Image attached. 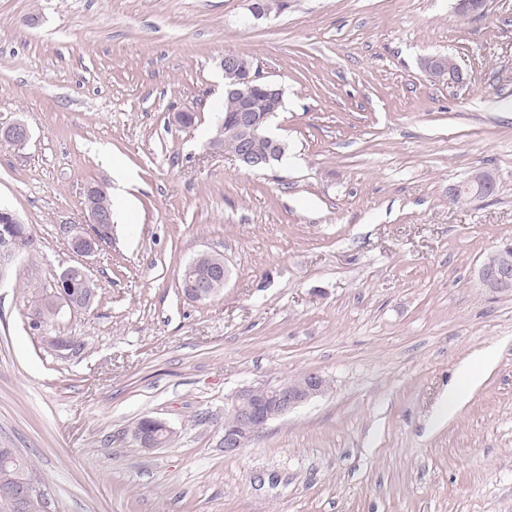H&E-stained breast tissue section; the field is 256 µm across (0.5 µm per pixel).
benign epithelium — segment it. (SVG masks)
Instances as JSON below:
<instances>
[{
    "label": "benign epithelium",
    "instance_id": "7a95c632",
    "mask_svg": "<svg viewBox=\"0 0 512 512\" xmlns=\"http://www.w3.org/2000/svg\"><path fill=\"white\" fill-rule=\"evenodd\" d=\"M488 8V0H457L456 9L472 16H482ZM225 71L237 74V79L225 87V95L235 99L237 109L229 123L230 133L240 137L241 147L234 154L239 164L251 171H266L270 168L271 158L278 156L280 144L268 134L267 124L282 105V90L274 82L267 81L252 66L244 62L241 55L226 53L221 61ZM423 68L432 77L448 81L450 85L464 83V73L456 63L444 56H432L424 60ZM266 93L272 103V109L266 113L255 112L251 106V98L255 89ZM0 133L19 146H23L30 138L27 125L14 121L0 127ZM262 141L266 148L258 152L252 147V142ZM497 186L494 177L487 171L473 172L463 183L455 186L451 194L462 190L482 198L491 193ZM20 220L16 214L6 207H0V262L14 253L15 241L18 235L17 224ZM90 223L93 231L88 233L79 226H69L61 229L67 236L73 251L82 255H91L111 238V218L90 212ZM495 261L491 268L484 266L478 270V278L483 288L490 293H502L512 289V255L504 248L494 251ZM229 277V270L224 262L209 269L205 275L197 277L193 272L180 275L182 291L186 298L194 302H204L215 296L212 285L219 282L224 284ZM58 312H75L87 309L89 300L76 288L70 278V273L57 280L52 292ZM330 388L329 380L318 372H308L297 380L283 382L279 385L247 386L236 391L230 398L231 407L235 408L241 421L251 429V435L260 433L266 426L281 417L288 415L299 406L324 395ZM165 436L156 434L146 435L133 432L134 439L145 449H154L164 445L171 439L172 429L162 424ZM224 453L237 454L245 447V437L231 428L224 429ZM47 491L43 484L26 479L15 480L11 483L0 484V499L11 503L16 512H34L42 505Z\"/></svg>",
    "mask_w": 512,
    "mask_h": 512
}]
</instances>
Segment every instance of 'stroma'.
<instances>
[{"instance_id": "obj_1", "label": "stroma", "mask_w": 512, "mask_h": 512, "mask_svg": "<svg viewBox=\"0 0 512 512\" xmlns=\"http://www.w3.org/2000/svg\"><path fill=\"white\" fill-rule=\"evenodd\" d=\"M250 7L0 0V123L32 133L0 137V205L35 238L0 278V448L48 485L46 512H512V293L477 275L512 239V0L474 20L455 0ZM228 52L283 90L266 172L209 148ZM117 166L134 205L74 253L60 228L89 224L84 190H114ZM478 170L496 193L454 203ZM202 253L229 279L194 303L178 274ZM83 263L98 297L55 324L84 342L61 354L27 316ZM307 372L331 390L225 454L234 392ZM144 417L169 443L137 445ZM453 67H456L453 69ZM423 68L432 77L448 81V84L459 85L465 81L461 68L451 59L444 56H432L423 62Z\"/></svg>"}]
</instances>
